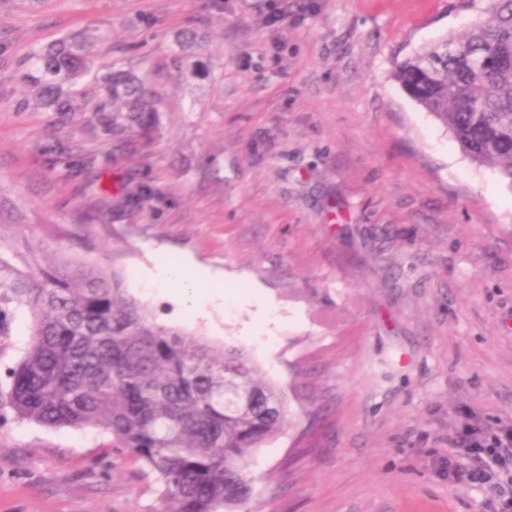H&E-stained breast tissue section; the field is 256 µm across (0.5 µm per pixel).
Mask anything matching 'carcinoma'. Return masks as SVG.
<instances>
[{
	"instance_id": "obj_1",
	"label": "carcinoma",
	"mask_w": 512,
	"mask_h": 512,
	"mask_svg": "<svg viewBox=\"0 0 512 512\" xmlns=\"http://www.w3.org/2000/svg\"><path fill=\"white\" fill-rule=\"evenodd\" d=\"M101 38L86 29L30 53L26 96L62 124L77 102L92 104L85 123L125 151L157 131L156 94L127 69L95 68ZM203 39L192 29L175 35L193 78L205 69L196 58ZM473 59L492 69L491 85L476 79ZM394 79L466 156L512 187V0H487L466 33L408 56ZM23 259L28 283L12 292L35 317L33 340L0 406L45 426L101 428L108 447L158 475L160 512H230L247 500L250 456L288 422L284 397L248 357L158 325L101 263L44 267L29 246Z\"/></svg>"
}]
</instances>
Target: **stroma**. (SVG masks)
<instances>
[{
    "mask_svg": "<svg viewBox=\"0 0 512 512\" xmlns=\"http://www.w3.org/2000/svg\"><path fill=\"white\" fill-rule=\"evenodd\" d=\"M485 0H47L0 11V387L33 326L28 269L101 262L163 326L246 352L288 406L235 512H483L445 464L463 423L512 427V187L393 79ZM205 36L183 75L175 35ZM95 28L96 63L159 92L128 152L21 103L36 47ZM104 186L108 201L91 183ZM214 300L152 291L156 259ZM102 431L0 407V512H158Z\"/></svg>",
    "mask_w": 512,
    "mask_h": 512,
    "instance_id": "obj_1",
    "label": "stroma"
}]
</instances>
